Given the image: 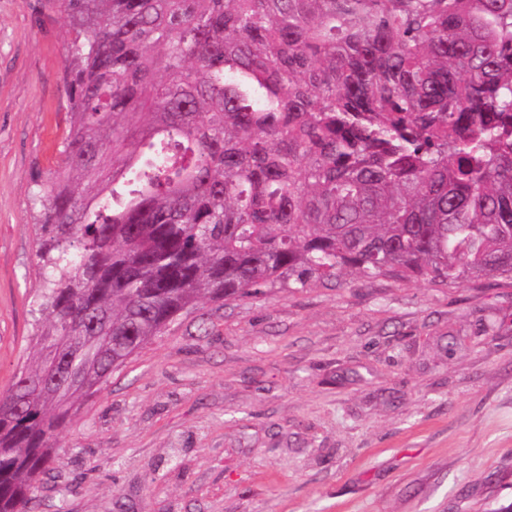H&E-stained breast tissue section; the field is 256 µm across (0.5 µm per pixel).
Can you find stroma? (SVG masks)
<instances>
[{
  "label": "stroma",
  "mask_w": 512,
  "mask_h": 512,
  "mask_svg": "<svg viewBox=\"0 0 512 512\" xmlns=\"http://www.w3.org/2000/svg\"><path fill=\"white\" fill-rule=\"evenodd\" d=\"M0 0V392L30 353L31 196L61 164L73 32ZM32 512H506L512 280L345 270L204 300L57 436Z\"/></svg>",
  "instance_id": "35a3bbf8"
}]
</instances>
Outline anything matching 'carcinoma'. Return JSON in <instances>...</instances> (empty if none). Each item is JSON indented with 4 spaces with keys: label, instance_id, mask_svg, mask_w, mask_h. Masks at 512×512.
I'll list each match as a JSON object with an SVG mask.
<instances>
[{
    "label": "carcinoma",
    "instance_id": "1",
    "mask_svg": "<svg viewBox=\"0 0 512 512\" xmlns=\"http://www.w3.org/2000/svg\"><path fill=\"white\" fill-rule=\"evenodd\" d=\"M45 7L74 32L69 126L38 194L34 362L0 395V512H29L75 405L204 299L347 268L512 279V0Z\"/></svg>",
    "mask_w": 512,
    "mask_h": 512
}]
</instances>
